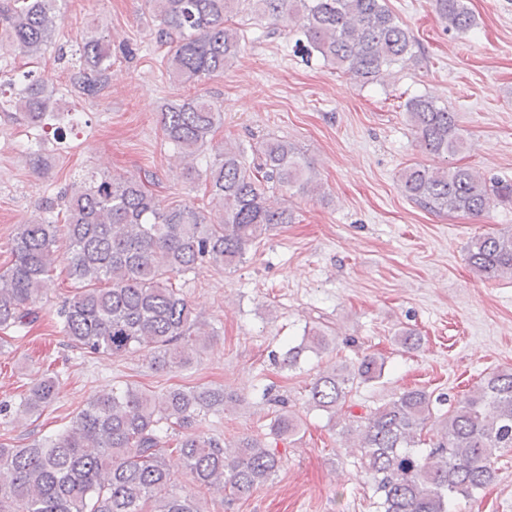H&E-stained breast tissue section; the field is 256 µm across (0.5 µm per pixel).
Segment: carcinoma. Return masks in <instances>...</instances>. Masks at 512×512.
Wrapping results in <instances>:
<instances>
[{
  "label": "carcinoma",
  "instance_id": "obj_1",
  "mask_svg": "<svg viewBox=\"0 0 512 512\" xmlns=\"http://www.w3.org/2000/svg\"><path fill=\"white\" fill-rule=\"evenodd\" d=\"M160 18L156 40L167 47L170 76L195 83L219 76L241 52V38L229 24L244 7L275 21H288L305 37L307 53L366 85L395 67L416 64L414 35L401 25L387 0H153ZM446 29L464 33L474 25L466 0H432ZM56 0H0V49L40 57L56 40ZM83 66L70 81L93 96L112 67L111 36L90 34ZM11 95L0 112L14 110L35 128L57 116V90L33 72L5 76ZM420 150L448 160L470 148L455 113L426 95L405 103ZM165 139L184 160V176L204 185L218 211L213 220L199 208L163 207L145 183L132 177L85 178L60 192L66 247L59 245L53 216L20 228L12 238V259L0 271V331L29 332L40 318L45 283L59 264L76 284L56 311V328L70 347L86 354L121 357L146 350L150 367L184 368L206 348V333L173 278L207 264L217 270L242 263L251 246L280 224L294 222L288 207L267 204L277 187L316 195L314 167L292 143L275 137L251 146L258 162H246L245 148L224 143L199 173L194 160L211 144L223 110L196 94L164 107ZM405 196L437 214H482L489 195L512 202V183L492 180L467 167L405 166L399 175ZM467 260L480 277L512 278V230L472 238ZM332 343L319 326L304 330L283 364L296 366L306 352ZM386 361L365 355L350 365L318 373L308 389L309 407L335 418L354 386L382 379ZM59 376H45L0 416L39 415L56 400ZM262 397L281 409L269 423L277 437L298 434L300 419L266 388ZM235 402L222 389L171 388L161 395L127 386L96 395L61 431L23 448L0 442V512H206L201 494L211 490L242 497L281 468V458L261 441L234 443L194 428L197 417L226 410ZM436 427L424 435L427 422ZM177 431L170 443L167 430ZM342 437L353 440L358 467L378 496V512H452L458 499L474 500L496 478L497 453L512 449V368L491 373L471 395L448 404V395L408 389L356 415ZM177 454L188 486L179 490L166 459Z\"/></svg>",
  "mask_w": 512,
  "mask_h": 512
}]
</instances>
